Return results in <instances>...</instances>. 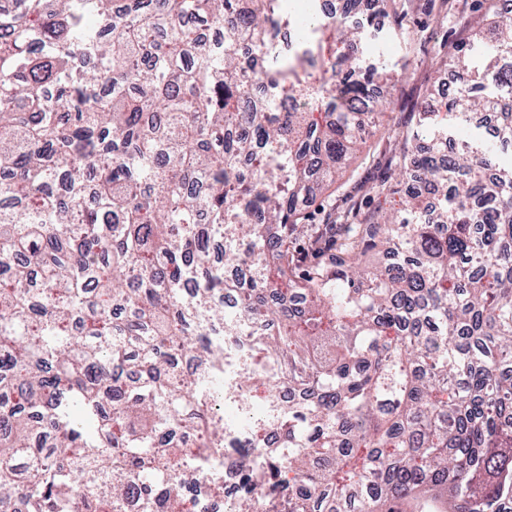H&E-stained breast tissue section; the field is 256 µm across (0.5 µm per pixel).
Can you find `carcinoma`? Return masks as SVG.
I'll return each instance as SVG.
<instances>
[{
    "label": "carcinoma",
    "mask_w": 512,
    "mask_h": 512,
    "mask_svg": "<svg viewBox=\"0 0 512 512\" xmlns=\"http://www.w3.org/2000/svg\"><path fill=\"white\" fill-rule=\"evenodd\" d=\"M295 22L284 0H0V512H181L170 472L224 453V292L252 327L241 395L295 396L278 447L248 429L269 466L244 463L230 512L512 504V164L453 149L470 112L512 142V14L439 43L453 94L405 136L425 153L325 245L303 204L398 76L317 9L283 53Z\"/></svg>",
    "instance_id": "cac0c4a2"
}]
</instances>
